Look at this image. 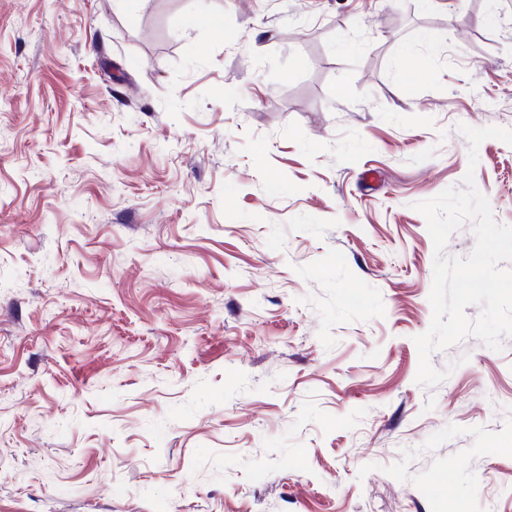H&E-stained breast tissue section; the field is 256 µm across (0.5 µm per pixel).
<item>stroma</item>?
Segmentation results:
<instances>
[{"label":"stroma","mask_w":512,"mask_h":512,"mask_svg":"<svg viewBox=\"0 0 512 512\" xmlns=\"http://www.w3.org/2000/svg\"><path fill=\"white\" fill-rule=\"evenodd\" d=\"M462 123L512 0H0V512H512V337L416 382Z\"/></svg>","instance_id":"obj_1"}]
</instances>
